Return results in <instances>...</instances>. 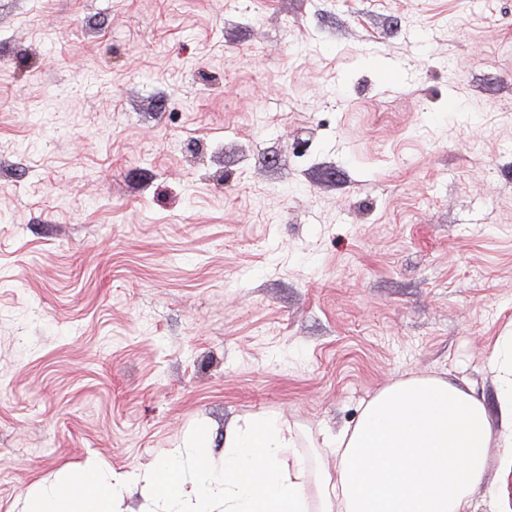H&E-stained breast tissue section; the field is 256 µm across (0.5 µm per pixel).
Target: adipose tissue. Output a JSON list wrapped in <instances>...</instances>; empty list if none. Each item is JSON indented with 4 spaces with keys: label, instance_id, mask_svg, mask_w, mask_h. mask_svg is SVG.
Instances as JSON below:
<instances>
[{
    "label": "adipose tissue",
    "instance_id": "1",
    "mask_svg": "<svg viewBox=\"0 0 512 512\" xmlns=\"http://www.w3.org/2000/svg\"><path fill=\"white\" fill-rule=\"evenodd\" d=\"M489 362L500 380L498 427L480 400L448 380L398 382L353 427L324 437L338 463L320 475L316 498L303 463L285 461L297 445L293 430L263 416L225 439L222 469L201 454L193 473L175 458L143 481L167 512H470L487 448H503L512 468V336L497 340ZM128 481L90 458L64 485L45 490L34 512H115Z\"/></svg>",
    "mask_w": 512,
    "mask_h": 512
}]
</instances>
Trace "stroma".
Segmentation results:
<instances>
[{
    "instance_id": "obj_1",
    "label": "stroma",
    "mask_w": 512,
    "mask_h": 512,
    "mask_svg": "<svg viewBox=\"0 0 512 512\" xmlns=\"http://www.w3.org/2000/svg\"><path fill=\"white\" fill-rule=\"evenodd\" d=\"M510 331L512 0H0V512L261 414L314 479L411 377L496 418Z\"/></svg>"
}]
</instances>
